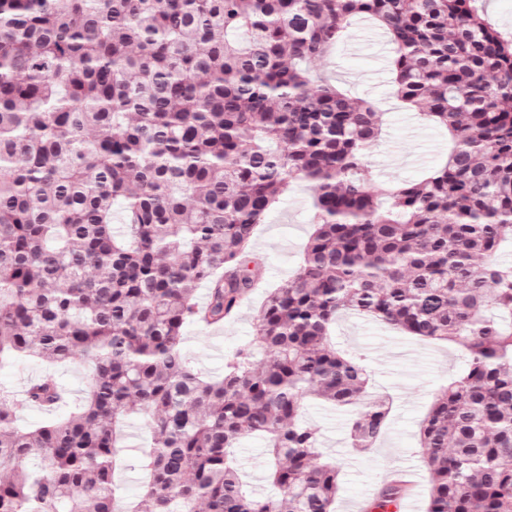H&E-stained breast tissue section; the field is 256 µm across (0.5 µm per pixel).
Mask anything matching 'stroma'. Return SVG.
I'll list each match as a JSON object with an SVG mask.
<instances>
[{
  "label": "stroma",
  "instance_id": "35a3bbf8",
  "mask_svg": "<svg viewBox=\"0 0 512 512\" xmlns=\"http://www.w3.org/2000/svg\"><path fill=\"white\" fill-rule=\"evenodd\" d=\"M348 30L358 33L361 48L354 51L348 41L338 42L325 57L322 70L336 87L369 102L380 116L381 136L365 157L374 181L388 187L421 180L445 161L450 147L448 133L398 100L391 51L379 54L367 46L371 38L383 36L382 27L372 19L355 18ZM313 221L312 190L306 181H296L255 232L253 251L263 261L260 288L242 302L233 320L224 326L208 328L187 323L184 351L196 370L213 378L223 377L225 364L252 341L257 310L269 291L296 274ZM332 340L337 349L355 355L365 365L370 375L368 398L379 397L389 404L382 437L375 448L361 454L351 446L350 425L368 399L346 409L306 400L303 422L317 430L324 458L341 467L335 512H351L353 504L371 501L398 470L417 474V484L407 495L416 500V512H426L429 481L419 432L439 390L463 370L462 350L446 341L421 340L349 314L337 320ZM126 435V468L117 473L116 483L125 495L135 496L141 491L137 469L140 451L150 441L147 419L131 418ZM237 457L252 493L274 494L267 479L268 457L263 441L243 438Z\"/></svg>",
  "mask_w": 512,
  "mask_h": 512
}]
</instances>
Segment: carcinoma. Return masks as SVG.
I'll list each match as a JSON object with an SVG mask.
<instances>
[{
	"label": "carcinoma",
	"instance_id": "carcinoma-1",
	"mask_svg": "<svg viewBox=\"0 0 512 512\" xmlns=\"http://www.w3.org/2000/svg\"><path fill=\"white\" fill-rule=\"evenodd\" d=\"M474 2L0 0V365L92 370L79 409L32 430L0 388V512H334L338 469L300 414L366 391L330 341L347 309L467 355L420 429L427 512H512V41ZM355 16L389 35L398 99L454 142L418 182L372 186L378 113L313 72ZM295 180L316 209L298 272L205 380L182 346L196 290L207 324L234 316L261 277L254 230ZM24 399L52 415L64 393L46 375ZM132 415L151 441L128 506ZM386 419L370 403L353 446ZM244 436L266 440L279 495L244 490Z\"/></svg>",
	"mask_w": 512,
	"mask_h": 512
}]
</instances>
